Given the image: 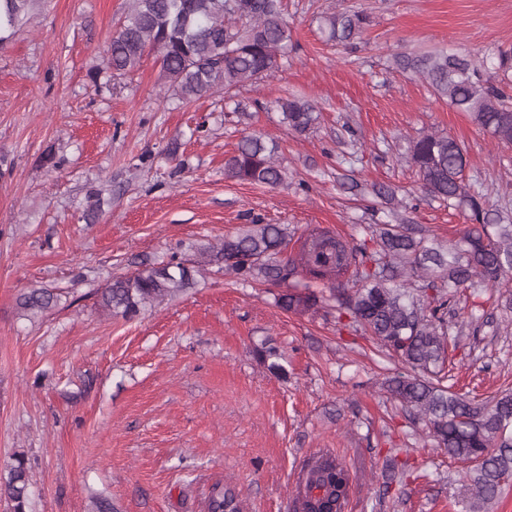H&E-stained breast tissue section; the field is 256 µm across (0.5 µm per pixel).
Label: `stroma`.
<instances>
[{
	"mask_svg": "<svg viewBox=\"0 0 512 512\" xmlns=\"http://www.w3.org/2000/svg\"><path fill=\"white\" fill-rule=\"evenodd\" d=\"M286 3L287 65L229 106L219 94L182 105L150 60L108 86L92 79L128 0H31L0 46V474L25 453L33 512H91L98 495L117 512H203L218 481L242 512H292L323 451L349 471L344 512H465L464 464L389 399L399 368L363 332L280 311L273 289L221 272L132 319L96 304L112 276L253 220L361 237L374 184L396 188L406 223L447 243L468 219L422 198L408 153L425 133L463 144L467 183L512 212V147L395 66L447 49L500 82L512 0ZM338 8L369 18L355 47L324 41L322 17ZM291 94L321 111L303 136L270 106ZM250 134L279 145L283 185L225 178ZM105 186L111 196L85 222L90 190ZM42 287L59 292L56 308L20 317L19 295ZM455 312L458 388L479 397L512 384V297L473 314L460 295ZM264 342L285 375L254 356Z\"/></svg>",
	"mask_w": 512,
	"mask_h": 512,
	"instance_id": "1",
	"label": "stroma"
}]
</instances>
